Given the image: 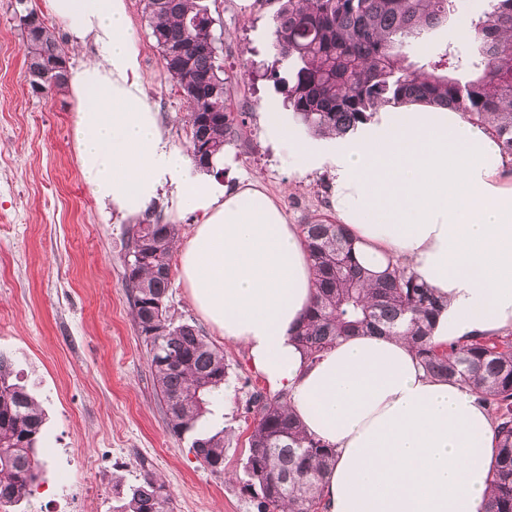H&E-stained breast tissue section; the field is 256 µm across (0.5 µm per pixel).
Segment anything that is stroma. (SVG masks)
<instances>
[{"label": "stroma", "mask_w": 512, "mask_h": 512, "mask_svg": "<svg viewBox=\"0 0 512 512\" xmlns=\"http://www.w3.org/2000/svg\"><path fill=\"white\" fill-rule=\"evenodd\" d=\"M12 0H0V355L27 382L46 418L42 474L24 512H114L113 477L135 483L152 472L172 494V512H252L236 476L248 453L245 379L255 378L243 346L225 343L190 304L180 277L170 288L176 321L203 326L222 347L230 392L224 470L196 460L189 439L171 436L123 286L127 220L93 196L78 163L73 102L31 96ZM230 107L246 113L242 138L227 146L230 181L260 178L289 223L331 214L327 174L299 176L269 143L260 116L282 111L271 82L242 77L247 61L272 58L276 0H209ZM147 103L171 143L185 149L187 105L162 67L141 0H130Z\"/></svg>", "instance_id": "stroma-1"}]
</instances>
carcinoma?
Returning a JSON list of instances; mask_svg holds the SVG:
<instances>
[{"instance_id": "cac0c4a2", "label": "carcinoma", "mask_w": 512, "mask_h": 512, "mask_svg": "<svg viewBox=\"0 0 512 512\" xmlns=\"http://www.w3.org/2000/svg\"><path fill=\"white\" fill-rule=\"evenodd\" d=\"M273 42L276 59L260 74L283 95V105L316 136L344 135L380 107L419 102L461 112L495 136L512 156V0H489L471 20L464 47L432 45L451 23L455 0H278ZM209 10L206 0H166L146 15L156 46H189L206 36L190 21ZM25 61L65 55L47 25L22 40ZM432 49L414 59L415 47ZM178 87L196 85L186 98L187 153L208 147L198 167H210L241 134L243 113L231 111L230 81L218 58L161 57ZM315 271L316 293L296 340L310 362L341 338L406 335L427 373L471 388L491 415L498 448L491 469L487 512H512V332L444 348L431 343L439 300L400 265L372 279L342 225L323 217L301 225ZM177 226L149 222L127 229L124 287L136 332L145 347L170 434L193 435L191 450L213 473L224 471V430L200 421L224 396L228 364L205 331L174 324L169 288ZM244 419L248 454L239 483L255 512H321L318 489L334 454L307 434L288 409L285 394L246 380ZM44 416L33 395L0 356V512H18L39 477L37 451ZM115 512H170L171 493L146 472L127 489L114 485Z\"/></svg>"}]
</instances>
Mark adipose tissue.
<instances>
[{
    "label": "adipose tissue",
    "instance_id": "1",
    "mask_svg": "<svg viewBox=\"0 0 512 512\" xmlns=\"http://www.w3.org/2000/svg\"><path fill=\"white\" fill-rule=\"evenodd\" d=\"M70 43L99 56L70 67L66 92L81 173L113 213L141 220L160 197L193 216L178 246L193 307L242 345L305 430L336 457L323 512H486L495 437L469 387L434 379L402 336L351 337L308 363L293 332L314 297L296 225L259 179L227 185L195 170L144 99L128 0H46ZM294 172L328 171L332 214L370 270L400 261L441 298L445 345L512 329V166L488 131L446 107L386 106L353 134L302 136L262 115Z\"/></svg>",
    "mask_w": 512,
    "mask_h": 512
}]
</instances>
